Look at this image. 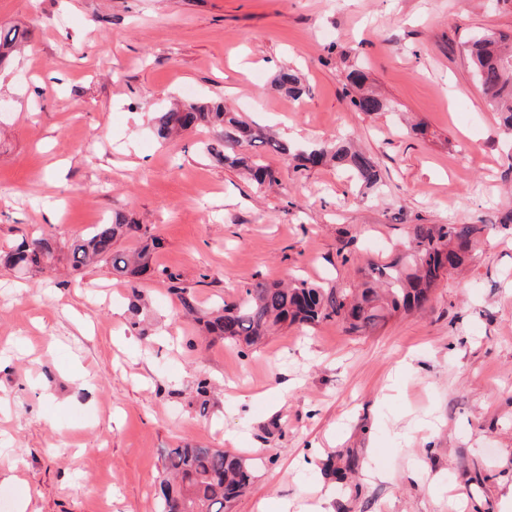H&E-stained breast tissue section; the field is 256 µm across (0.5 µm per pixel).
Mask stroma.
<instances>
[{
  "label": "stroma",
  "mask_w": 512,
  "mask_h": 512,
  "mask_svg": "<svg viewBox=\"0 0 512 512\" xmlns=\"http://www.w3.org/2000/svg\"><path fill=\"white\" fill-rule=\"evenodd\" d=\"M0 25L30 34L0 67V253L116 212L160 242L134 287L104 263H0V512H156L164 452L229 435L260 460L232 512H512V134L462 49L511 33L512 0H0ZM288 65L297 100L273 84ZM354 68L388 110L352 109ZM175 98L295 143L354 139L385 185L268 155L278 181L256 188L202 154L207 130L153 136ZM450 221L485 227L465 269L370 336L324 322L243 353L166 278L204 311L253 280L343 289L412 225ZM329 456L351 478H325Z\"/></svg>",
  "instance_id": "stroma-1"
}]
</instances>
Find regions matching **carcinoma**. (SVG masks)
<instances>
[{"mask_svg":"<svg viewBox=\"0 0 512 512\" xmlns=\"http://www.w3.org/2000/svg\"><path fill=\"white\" fill-rule=\"evenodd\" d=\"M27 39L25 30L0 28V65ZM510 40L511 36L500 31L484 29L464 43L465 56L472 64L486 103L507 133H512ZM346 80V94L355 111L373 113L388 108L384 100L363 91L360 71H350ZM274 85L294 99L303 94L299 75L289 67L278 71ZM201 128L211 134V139L203 143L206 156L218 165L244 170L259 186L277 182V172L257 160L260 153L246 154V146L275 153L303 169L332 164L367 189L382 185L373 158L350 143L336 140L294 144L270 134L257 123L247 122L220 102L177 101L158 113L152 125L153 134L162 141ZM483 231L482 224H414L407 248L388 263L369 264L353 288L338 292L300 279L286 284L257 280L244 284L233 301L224 302L212 312L201 313L195 308L187 288L177 285L176 275L164 269L161 274L180 294L185 313L194 317L208 335L240 348L257 345L283 326H316L327 321L342 323L351 335L369 336L394 313L423 309L448 270L465 264ZM122 238L136 239L138 247L132 252L117 249ZM157 248L158 240L149 227L117 213L73 241L67 247V259L74 270L103 262L113 275L135 282L156 271L153 258ZM58 252L56 239L39 237L22 241L3 257V262L26 274L52 266ZM253 479L250 459L239 454L192 444L172 448L161 457L158 512H231Z\"/></svg>","mask_w":512,"mask_h":512,"instance_id":"carcinoma-1","label":"carcinoma"}]
</instances>
